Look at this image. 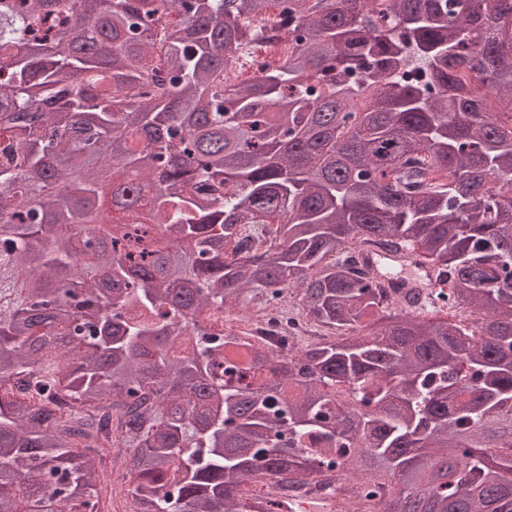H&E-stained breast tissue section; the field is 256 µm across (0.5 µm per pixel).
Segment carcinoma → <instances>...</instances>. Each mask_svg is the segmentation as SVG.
Here are the masks:
<instances>
[{
    "label": "carcinoma",
    "mask_w": 512,
    "mask_h": 512,
    "mask_svg": "<svg viewBox=\"0 0 512 512\" xmlns=\"http://www.w3.org/2000/svg\"><path fill=\"white\" fill-rule=\"evenodd\" d=\"M83 2L0 5V512H103L112 447L133 512H280L328 457L512 512V0ZM354 242L448 288L395 306ZM245 290L334 338L225 350Z\"/></svg>",
    "instance_id": "cac0c4a2"
}]
</instances>
